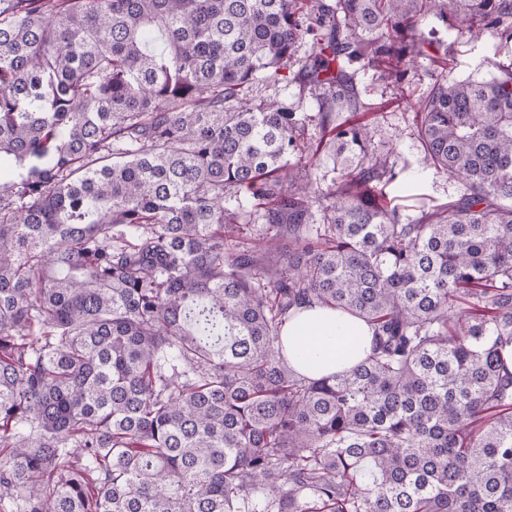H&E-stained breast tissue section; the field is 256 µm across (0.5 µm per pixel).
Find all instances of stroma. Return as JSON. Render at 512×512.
Instances as JSON below:
<instances>
[{
  "label": "stroma",
  "mask_w": 512,
  "mask_h": 512,
  "mask_svg": "<svg viewBox=\"0 0 512 512\" xmlns=\"http://www.w3.org/2000/svg\"><path fill=\"white\" fill-rule=\"evenodd\" d=\"M440 36L454 48L450 75L457 79L485 77L491 71V61L512 59V50L498 49L496 43L490 40L473 41L453 29L441 31ZM427 70L428 65L423 62L408 71L405 84L410 88V95L400 101L394 98L391 88L378 80L374 70H360L356 76L358 112H341L336 116L340 122L360 117L370 123L373 148L376 152L389 155L397 173L385 192L392 205L412 217L418 215L420 206L446 204L449 197L458 191L456 183L448 181L446 177L433 175L421 161L413 112L417 100L430 86Z\"/></svg>",
  "instance_id": "stroma-1"
}]
</instances>
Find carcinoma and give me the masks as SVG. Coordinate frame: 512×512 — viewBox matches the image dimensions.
<instances>
[{
    "mask_svg": "<svg viewBox=\"0 0 512 512\" xmlns=\"http://www.w3.org/2000/svg\"><path fill=\"white\" fill-rule=\"evenodd\" d=\"M428 18L512 45V0H0V512H512V60L450 78ZM422 59L460 193L410 219L333 114ZM259 82L320 102L329 185ZM312 306L370 353L297 371ZM371 336L362 320L318 306L301 309L282 331L288 359L311 378L349 369L369 351Z\"/></svg>",
    "mask_w": 512,
    "mask_h": 512,
    "instance_id": "obj_1",
    "label": "carcinoma"
}]
</instances>
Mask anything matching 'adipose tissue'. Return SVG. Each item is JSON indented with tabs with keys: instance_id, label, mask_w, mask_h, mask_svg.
Listing matches in <instances>:
<instances>
[{
	"instance_id": "1",
	"label": "adipose tissue",
	"mask_w": 512,
	"mask_h": 512,
	"mask_svg": "<svg viewBox=\"0 0 512 512\" xmlns=\"http://www.w3.org/2000/svg\"><path fill=\"white\" fill-rule=\"evenodd\" d=\"M371 336L362 320L318 306L301 309L282 331L289 360L311 378L349 369L369 351Z\"/></svg>"
}]
</instances>
